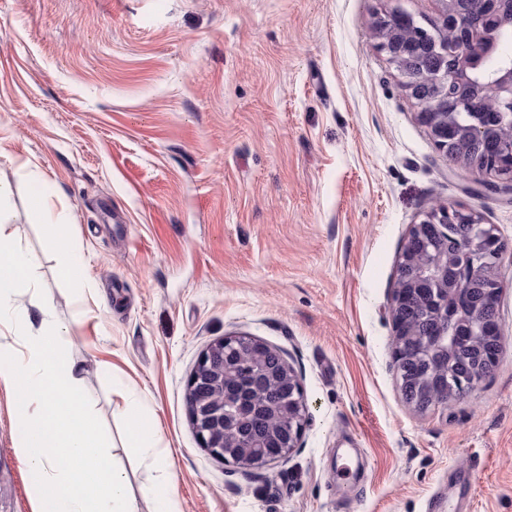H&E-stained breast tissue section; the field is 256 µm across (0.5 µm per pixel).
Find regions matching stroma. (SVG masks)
Wrapping results in <instances>:
<instances>
[{
    "mask_svg": "<svg viewBox=\"0 0 512 512\" xmlns=\"http://www.w3.org/2000/svg\"><path fill=\"white\" fill-rule=\"evenodd\" d=\"M393 0H0V179L93 417L144 501L117 390L157 424L180 512H512V192L436 149L372 24ZM84 280L62 285L28 206L29 164ZM464 208L508 243L490 379L418 413L389 313L411 225ZM258 337L302 380L301 446L261 469L203 448L186 384L226 335ZM21 427L0 390V512H32ZM356 473L340 481L336 465Z\"/></svg>",
    "mask_w": 512,
    "mask_h": 512,
    "instance_id": "obj_1",
    "label": "stroma"
}]
</instances>
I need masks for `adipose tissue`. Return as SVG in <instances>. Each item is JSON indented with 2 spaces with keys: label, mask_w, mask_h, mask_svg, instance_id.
Returning <instances> with one entry per match:
<instances>
[{
  "label": "adipose tissue",
  "mask_w": 512,
  "mask_h": 512,
  "mask_svg": "<svg viewBox=\"0 0 512 512\" xmlns=\"http://www.w3.org/2000/svg\"><path fill=\"white\" fill-rule=\"evenodd\" d=\"M46 244L61 280L80 287L83 275L61 224L48 223ZM31 285L25 250L0 222V324L20 329L26 349L19 356H0V389L25 427L17 452L37 478L33 512H139L125 471L86 412L81 368L60 349L65 327L49 307H41L36 321L17 302L19 291ZM121 411L128 420V447L149 454L157 471L168 472L171 460L153 448L152 427L131 403Z\"/></svg>",
  "instance_id": "ef3b65f1"
}]
</instances>
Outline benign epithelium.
I'll return each instance as SVG.
<instances>
[{
  "label": "benign epithelium",
  "mask_w": 512,
  "mask_h": 512,
  "mask_svg": "<svg viewBox=\"0 0 512 512\" xmlns=\"http://www.w3.org/2000/svg\"><path fill=\"white\" fill-rule=\"evenodd\" d=\"M437 2L440 4L438 13L431 20V29L424 30V34L448 57L449 65L436 74V92L424 94L420 84L411 77L408 51L399 44L395 31L383 16L377 18L373 27L378 47L404 78L406 93L420 106L418 120L428 130L436 148L464 169L476 168L494 176L497 182L488 183V187L512 191V140L500 142L494 152L488 153L483 150L484 124L479 120L463 122L459 119L462 113L472 111L471 90L482 92L489 87L494 95L495 120L512 124V58L502 59L491 72L485 69L488 59L499 50L503 31L512 32V0H498L499 21L494 27L474 20L473 0ZM449 28L458 32V38L450 41L444 37ZM460 224L468 228V237L462 246L454 252L427 249L421 252V259L411 271H405L412 257L411 242L419 240L426 244L432 239H446ZM504 251L505 243L494 226L454 206L431 210L409 229L397 266V274L404 275V279L395 287L391 300L393 361L398 366L409 354L428 361L434 374L448 381V388L439 400L441 405L478 389L497 366L498 358L494 357L473 371L458 374L448 357L455 351L454 336L461 330L472 329L478 316L474 308L456 309L457 297L475 284L502 294L504 285L499 269ZM407 297L436 302L433 316L437 320L453 313L446 330L447 358L439 359L438 346L427 339L424 344L415 345L417 332L398 321L397 310ZM241 340L249 342L257 356L255 365L266 380L268 408L281 419L274 453L267 450L268 438L256 433L243 436L236 432L234 443L224 442L225 407L230 404L226 383L238 366V342ZM397 375L401 392L407 394L415 407L422 412L431 409V405L422 403L419 393V388L430 380L424 378L416 383L400 370ZM186 398L190 420L202 446L213 456L240 466L261 468L288 458L301 446L309 419L300 377L280 353L254 336L227 335L203 351L187 380Z\"/></svg>",
  "instance_id": "1"
}]
</instances>
